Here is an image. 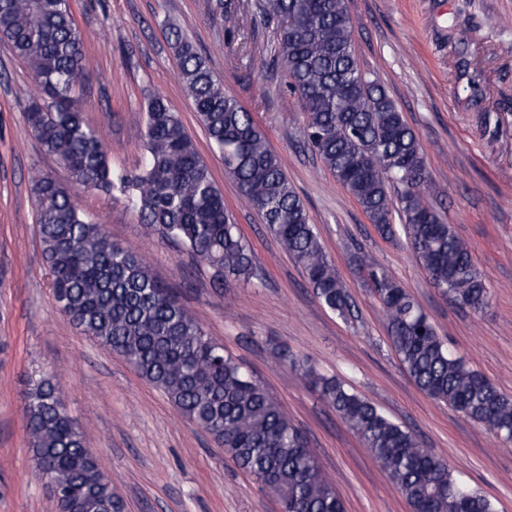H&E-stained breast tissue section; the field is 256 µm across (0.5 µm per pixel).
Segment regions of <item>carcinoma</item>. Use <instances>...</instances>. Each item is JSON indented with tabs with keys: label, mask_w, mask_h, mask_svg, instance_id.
I'll list each match as a JSON object with an SVG mask.
<instances>
[{
	"label": "carcinoma",
	"mask_w": 512,
	"mask_h": 512,
	"mask_svg": "<svg viewBox=\"0 0 512 512\" xmlns=\"http://www.w3.org/2000/svg\"><path fill=\"white\" fill-rule=\"evenodd\" d=\"M214 11L224 17L227 33L240 29L238 0H215ZM248 13L254 25H276V62L305 114L307 147L381 235L404 236L434 287L460 308L481 310L488 297L482 274L467 243L424 197L428 170L420 139L386 89L360 68L346 0H254ZM0 40L38 84L41 97L26 118L68 175L65 183L43 174L32 186L54 303L161 390L261 489L275 494L284 512H345L302 432L264 384L224 354L140 252L113 242L73 193L82 187L126 195L146 232L207 265L217 291L228 281L260 278L179 113L163 96H147L145 162L118 171L76 96L83 43L70 0H0ZM168 42L182 90L239 192L301 266L321 303L350 318L347 286L252 113L224 91L206 58L174 24L168 25ZM393 187L399 189L396 198ZM355 264L374 289L390 344L418 388L512 441V397L455 356L414 297L371 256L362 253ZM291 363L361 438L413 512H496L492 501L455 478L444 460L373 403L335 377ZM24 415L38 472L60 488L58 512H126L53 376H29Z\"/></svg>",
	"instance_id": "cac0c4a2"
}]
</instances>
